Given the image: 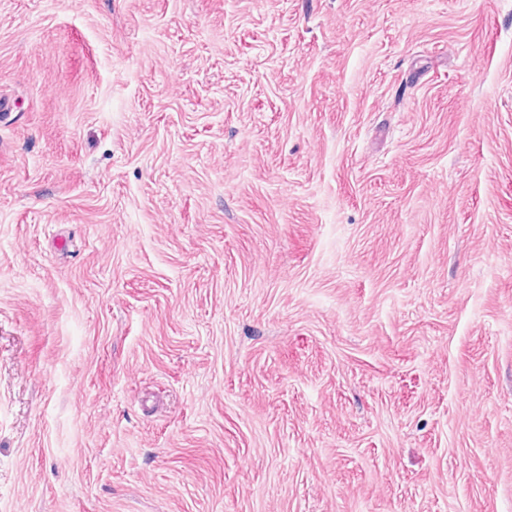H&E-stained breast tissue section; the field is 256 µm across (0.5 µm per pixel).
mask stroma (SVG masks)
I'll return each instance as SVG.
<instances>
[{"instance_id":"35a3bbf8","label":"stroma","mask_w":512,"mask_h":512,"mask_svg":"<svg viewBox=\"0 0 512 512\" xmlns=\"http://www.w3.org/2000/svg\"><path fill=\"white\" fill-rule=\"evenodd\" d=\"M0 512H512V0H0Z\"/></svg>"}]
</instances>
